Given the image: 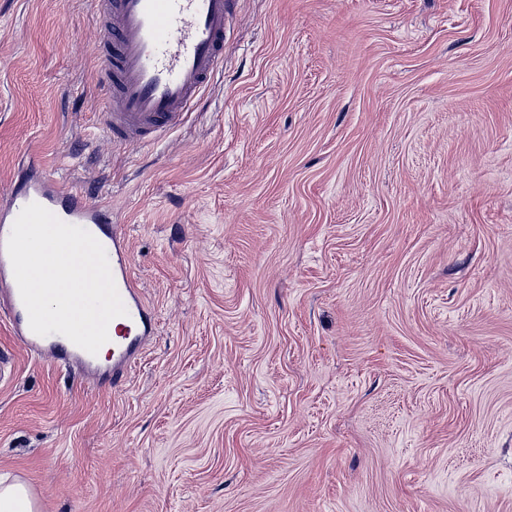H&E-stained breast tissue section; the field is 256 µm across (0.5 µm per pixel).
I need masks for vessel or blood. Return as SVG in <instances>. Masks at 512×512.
Listing matches in <instances>:
<instances>
[{
	"mask_svg": "<svg viewBox=\"0 0 512 512\" xmlns=\"http://www.w3.org/2000/svg\"><path fill=\"white\" fill-rule=\"evenodd\" d=\"M93 53L103 76L104 127L116 142L151 140L176 126L215 79L224 61V39L234 19L233 0H97ZM37 203L61 221L86 229L104 247L126 315L114 318L112 380L120 382L153 336L154 311L132 275L130 250L112 210L85 192L45 173H28L0 202V311L28 349L57 365L87 373L90 354L60 334L40 336L29 325L5 243L22 209Z\"/></svg>",
	"mask_w": 512,
	"mask_h": 512,
	"instance_id": "obj_1",
	"label": "vessel or blood"
}]
</instances>
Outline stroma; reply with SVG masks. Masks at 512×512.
<instances>
[{
    "label": "stroma",
    "instance_id": "stroma-1",
    "mask_svg": "<svg viewBox=\"0 0 512 512\" xmlns=\"http://www.w3.org/2000/svg\"><path fill=\"white\" fill-rule=\"evenodd\" d=\"M158 142L102 124L93 0H0V199L109 205L155 335L118 386L0 312L40 512H512V0H236Z\"/></svg>",
    "mask_w": 512,
    "mask_h": 512
}]
</instances>
